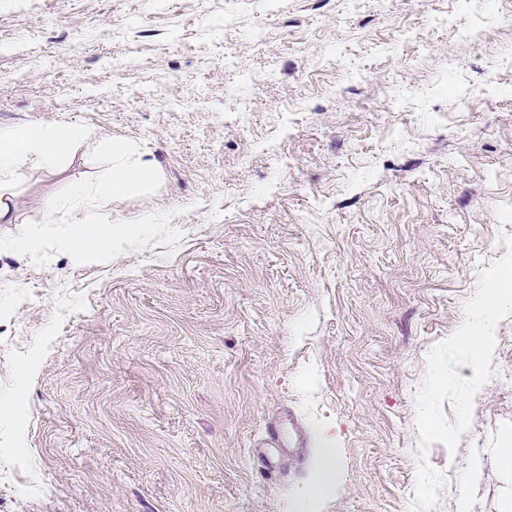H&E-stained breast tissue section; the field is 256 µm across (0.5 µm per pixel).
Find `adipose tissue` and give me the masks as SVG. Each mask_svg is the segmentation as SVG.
Returning a JSON list of instances; mask_svg holds the SVG:
<instances>
[{"instance_id":"adipose-tissue-1","label":"adipose tissue","mask_w":512,"mask_h":512,"mask_svg":"<svg viewBox=\"0 0 512 512\" xmlns=\"http://www.w3.org/2000/svg\"><path fill=\"white\" fill-rule=\"evenodd\" d=\"M90 135L80 125H38L0 130V181L13 174L18 161L38 155L47 165L53 164L62 148L88 142Z\"/></svg>"}]
</instances>
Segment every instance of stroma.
<instances>
[{
  "label": "stroma",
  "mask_w": 512,
  "mask_h": 512,
  "mask_svg": "<svg viewBox=\"0 0 512 512\" xmlns=\"http://www.w3.org/2000/svg\"><path fill=\"white\" fill-rule=\"evenodd\" d=\"M511 13L0 0V128L139 142L160 189L102 212L181 232L106 264L0 251V512H409L427 357L512 234ZM90 145L18 163L0 236L103 172ZM495 334L469 429L427 451L435 512H512V316ZM332 445L329 442L318 456L312 481L306 490V496L311 500L320 499L339 482L340 466Z\"/></svg>",
  "instance_id": "obj_1"
}]
</instances>
